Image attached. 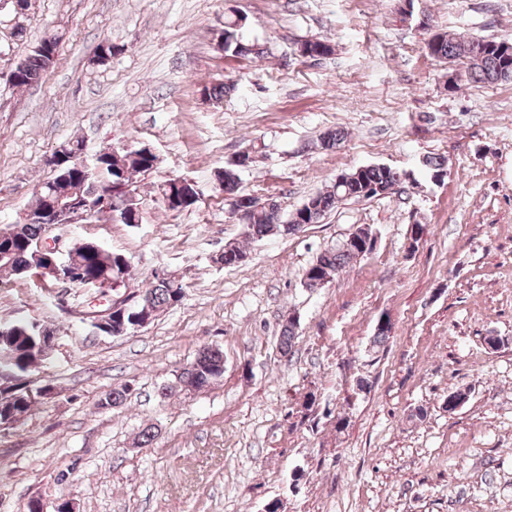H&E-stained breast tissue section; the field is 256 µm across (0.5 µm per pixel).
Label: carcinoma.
Instances as JSON below:
<instances>
[{"instance_id":"cac0c4a2","label":"carcinoma","mask_w":512,"mask_h":512,"mask_svg":"<svg viewBox=\"0 0 512 512\" xmlns=\"http://www.w3.org/2000/svg\"><path fill=\"white\" fill-rule=\"evenodd\" d=\"M241 26L235 19L224 21V51L240 54L239 30ZM472 37L463 34L438 32L425 44L428 55L450 62L459 61L469 65L468 46ZM59 41H54L46 51L35 48L25 59L24 70L20 73L16 87H25L38 81L49 70L58 53ZM330 42L321 39H309L299 49L304 56L319 57L332 53ZM482 61L476 65L469 78L475 82L499 83L512 81V40L481 38ZM237 90L233 82H224L212 87H204L202 95L208 100L221 104ZM73 160L68 163V179L60 180L61 173L40 184L34 192L31 208L39 209L43 199L55 191L63 195L72 193L83 197L92 196L98 200L112 203V208L126 214L125 224L134 226L142 221L140 203L131 195L129 187L133 177L147 174L154 170L158 158L147 148L135 150L102 151L96 154L92 164L86 166L80 162V144L68 146ZM240 166L229 163L217 173L220 190L225 200L245 201L247 218L244 220L245 239L258 242L274 235H292L294 229L301 225V209L291 214H284L283 208L275 198L264 200L245 194L239 190ZM104 175L106 181L99 180ZM352 178L345 184H333L326 190L318 191L307 198V223L317 224L345 200L370 199L379 192L399 183V172L393 168L375 164L362 166L350 171ZM198 195L194 182L184 177L166 180L159 187L162 200H167L168 193L178 194L179 190ZM43 228L38 223L14 224L0 234V276H14L30 279L42 287L49 288L54 278L44 272L47 264L43 261L29 263L36 241L41 237ZM243 255V248L238 241L224 244V250L216 257V262L225 266L238 264L237 258ZM358 254L352 249L340 245L320 252L311 263V269L305 270L303 279L308 288H322L333 279L334 275ZM67 260L78 269V278L74 285L97 284L102 292L109 293L124 304L126 313L124 323L127 332L137 330V324L143 315L157 319L168 309L178 305L184 297V284L175 274L166 270H154L146 281V287L137 294L127 293L128 280L131 276L128 260L121 253L104 248L96 240L86 238L74 244ZM42 325L28 320H18L5 326V333L0 334V375L6 374L14 380L13 387L0 390V406L9 403L19 413L27 416L34 410V400L39 390L30 387L28 375L45 360L39 344V331ZM297 335V324L287 319L280 329V351L285 357L292 355L293 342ZM224 376V352L218 347L203 348L196 359L184 367L176 376V383L189 391L204 390ZM131 394V386L124 384L104 395L97 408L108 409L122 405Z\"/></svg>"}]
</instances>
